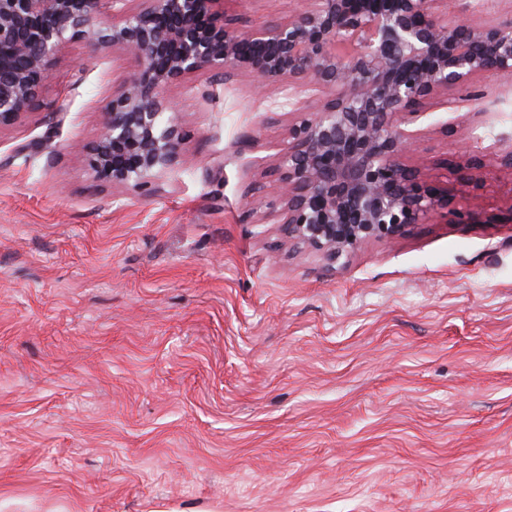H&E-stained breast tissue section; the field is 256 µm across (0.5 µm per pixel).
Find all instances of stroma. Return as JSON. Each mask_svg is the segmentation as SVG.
<instances>
[{"label":"stroma","instance_id":"1","mask_svg":"<svg viewBox=\"0 0 512 512\" xmlns=\"http://www.w3.org/2000/svg\"><path fill=\"white\" fill-rule=\"evenodd\" d=\"M135 66L71 42L0 131V512H512V84L478 78L481 115L453 92L405 159L475 220L331 275L246 212L275 85L190 76V165L152 197L95 179L79 148Z\"/></svg>","mask_w":512,"mask_h":512}]
</instances>
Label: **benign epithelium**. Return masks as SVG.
<instances>
[{
	"mask_svg": "<svg viewBox=\"0 0 512 512\" xmlns=\"http://www.w3.org/2000/svg\"><path fill=\"white\" fill-rule=\"evenodd\" d=\"M0 0V130L36 113L62 47L83 40L122 50L137 69L102 107V133L82 147L95 178L146 196L186 163L187 133L165 90L200 71L278 85L269 113L288 139L259 196V221L336 267L362 244L393 243L442 210L448 188L401 161L418 121L448 92L496 73L512 79V15L483 19L444 0H302L267 24L243 27L223 0Z\"/></svg>",
	"mask_w": 512,
	"mask_h": 512,
	"instance_id": "1",
	"label": "benign epithelium"
}]
</instances>
